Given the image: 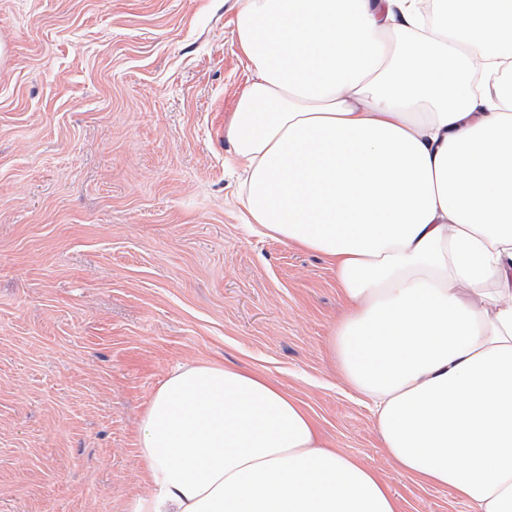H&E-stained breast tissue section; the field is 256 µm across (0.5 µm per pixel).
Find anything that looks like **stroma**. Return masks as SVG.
Listing matches in <instances>:
<instances>
[{"mask_svg": "<svg viewBox=\"0 0 512 512\" xmlns=\"http://www.w3.org/2000/svg\"><path fill=\"white\" fill-rule=\"evenodd\" d=\"M238 7L0 0V512H131L142 415L200 361L282 384L402 512H472L402 470L333 363L335 272L241 220Z\"/></svg>", "mask_w": 512, "mask_h": 512, "instance_id": "obj_1", "label": "stroma"}]
</instances>
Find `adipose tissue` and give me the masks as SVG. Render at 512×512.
<instances>
[{
    "mask_svg": "<svg viewBox=\"0 0 512 512\" xmlns=\"http://www.w3.org/2000/svg\"><path fill=\"white\" fill-rule=\"evenodd\" d=\"M446 3L428 22L421 0H239L226 135L247 223L334 269L333 353L390 455L512 512V0L487 34ZM141 429L135 512H400L257 372L178 366Z\"/></svg>",
    "mask_w": 512,
    "mask_h": 512,
    "instance_id": "obj_1",
    "label": "adipose tissue"
}]
</instances>
